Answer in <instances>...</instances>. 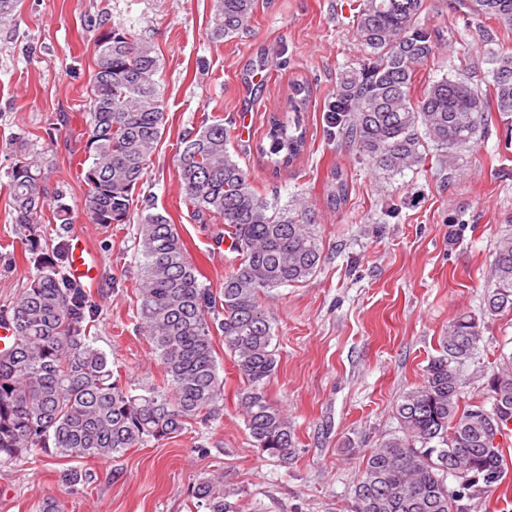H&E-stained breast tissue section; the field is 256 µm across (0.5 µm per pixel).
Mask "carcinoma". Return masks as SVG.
<instances>
[{
    "label": "carcinoma",
    "instance_id": "1",
    "mask_svg": "<svg viewBox=\"0 0 512 512\" xmlns=\"http://www.w3.org/2000/svg\"><path fill=\"white\" fill-rule=\"evenodd\" d=\"M470 16L512 27V0H468ZM256 0H215L210 38L232 39L246 31ZM426 0H359L352 23L363 46L362 63L339 75L327 122L337 144L371 166L400 174L425 160L428 146L454 164L463 148L491 133L495 117L512 120V52L489 47L494 105L463 78L443 76L413 96L418 67L435 59L441 34L420 23ZM96 70L87 121L84 209L93 224H128L138 214L140 254L137 319L159 364L164 383L135 392L114 374L106 352L87 328L97 304L67 274L68 245L42 244L38 227L48 191L44 157L21 139L8 172L14 219L35 268L26 288L0 317L15 336L0 353V462L34 452L59 458L103 460L151 441L171 439L190 420L208 421L224 400V379L213 338L244 381L239 407L255 445L288 462L296 454L294 427L266 388L277 370L274 326L260 295L302 283L321 262L318 229L305 201L280 204L256 190L228 148L224 120L202 114L182 138L178 176L184 202L200 218H219L240 262L215 292L188 261L175 225L154 205H137L135 191L161 140L166 118L156 76L154 48L122 25L99 19ZM308 81L288 83V111L271 113L256 151L277 172L307 149L304 112ZM65 195H55L53 219L70 223ZM348 185L334 172L327 205L337 209ZM492 282L484 311L512 312V236L494 246ZM481 340L477 320L463 314L441 339L423 382L397 405L399 432L367 456L355 490V512H465L463 499L480 497L505 471L501 444L492 435L512 430V356L492 371L483 401L465 400L463 367ZM458 483L448 489V478ZM194 512H235L223 478L209 477L191 491Z\"/></svg>",
    "mask_w": 512,
    "mask_h": 512
}]
</instances>
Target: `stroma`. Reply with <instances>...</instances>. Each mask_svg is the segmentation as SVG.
<instances>
[{"label": "stroma", "mask_w": 512, "mask_h": 512, "mask_svg": "<svg viewBox=\"0 0 512 512\" xmlns=\"http://www.w3.org/2000/svg\"><path fill=\"white\" fill-rule=\"evenodd\" d=\"M351 2L257 0L250 29L221 42L209 36L214 0H20L0 16V312L34 272L23 256L7 177L13 142L21 138L45 157L49 188L63 190L74 225L92 246L99 312L91 336L124 382H161L136 315V226L93 224L84 212L81 164L99 35L89 22L101 16L156 50L166 124L140 197L176 225L201 282L220 287L236 262L235 252L214 243L221 220L194 216L180 189L176 153L205 112L223 117L229 152L258 191L314 204L322 251L315 275L275 289L267 301L278 360L267 394L295 426L291 463L254 446L237 405L242 381L219 337V417L188 421L174 438L103 461L32 455L0 464V512H35L43 497L59 494L67 512H191L193 486L215 474L238 512H352L364 456L397 431L399 397L422 381L457 316H474L482 336L465 370L467 397H481L501 356L512 353V312L483 311L494 243L512 233V142L495 132L460 152L459 171L430 158L395 176L338 147L327 132L326 107L341 70L363 57ZM427 2L422 23L451 41L421 67L418 86L459 65L490 94L480 33L512 51V29L467 19L461 0ZM295 76L313 88L308 149L275 173L255 144L264 117L286 107ZM336 167L349 194L334 210L325 193ZM74 467L87 479L64 491L60 474Z\"/></svg>", "instance_id": "obj_1"}]
</instances>
